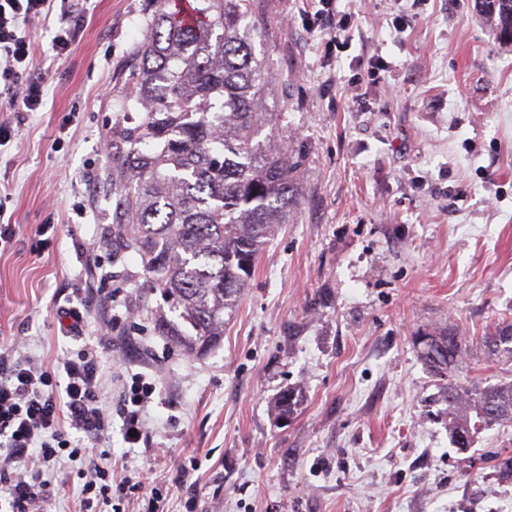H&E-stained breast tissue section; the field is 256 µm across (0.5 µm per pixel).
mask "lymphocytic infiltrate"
Returning a JSON list of instances; mask_svg holds the SVG:
<instances>
[{
  "label": "lymphocytic infiltrate",
  "instance_id": "f902f5d3",
  "mask_svg": "<svg viewBox=\"0 0 512 512\" xmlns=\"http://www.w3.org/2000/svg\"><path fill=\"white\" fill-rule=\"evenodd\" d=\"M55 0H0V109L34 112L43 103L44 84L23 80L33 43L20 27L33 18L50 17ZM102 349L85 346L70 352L59 369L9 348L0 352V512H39L54 489L53 477L71 468L80 480V506H111L141 492L151 512H164L161 488L129 477L115 478L110 450L73 446L81 434L101 440L113 413L123 419L128 443L146 434L144 414L157 394L143 376L123 385L117 404L101 392Z\"/></svg>",
  "mask_w": 512,
  "mask_h": 512
}]
</instances>
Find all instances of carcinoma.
Returning a JSON list of instances; mask_svg holds the SVG:
<instances>
[{"label": "carcinoma", "instance_id": "1", "mask_svg": "<svg viewBox=\"0 0 512 512\" xmlns=\"http://www.w3.org/2000/svg\"><path fill=\"white\" fill-rule=\"evenodd\" d=\"M183 0H158L147 40L137 48L134 93L118 100L140 113L134 127L112 129V222L124 225L145 287L163 294L176 318L158 331L201 354L224 336L254 271L261 246L301 203L306 154L274 141L286 113L267 111L273 77L265 60L262 0H195L198 21L180 19ZM475 9L512 41V0H474ZM270 133L262 135L265 128ZM419 357L434 373L449 370L440 397L458 448L479 430L512 424V380L464 383L456 377L466 337L444 327L427 335ZM481 344L512 361V321ZM300 402L296 389L274 401L278 420Z\"/></svg>", "mask_w": 512, "mask_h": 512}]
</instances>
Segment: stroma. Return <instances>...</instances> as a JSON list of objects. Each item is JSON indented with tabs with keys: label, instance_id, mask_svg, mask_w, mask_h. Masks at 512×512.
Returning a JSON list of instances; mask_svg holds the SVG:
<instances>
[{
	"label": "stroma",
	"instance_id": "stroma-1",
	"mask_svg": "<svg viewBox=\"0 0 512 512\" xmlns=\"http://www.w3.org/2000/svg\"><path fill=\"white\" fill-rule=\"evenodd\" d=\"M157 0H87L70 52L33 19L28 79L43 106L0 139V348L56 365L97 345L62 314L89 285L110 292L112 340L131 372L156 370L148 438L108 433L126 476L185 512L176 467L196 460L198 512H512V426L454 447L421 336L449 327L470 348L460 380L512 379L482 336L512 319V44L472 0H339L351 43L331 48L318 0H262L266 62L285 142L307 152L303 201L263 247L220 346L189 355L160 336V292L116 241V97ZM377 76L355 84L357 73ZM100 264L87 276L85 260ZM302 400L288 422L273 404ZM301 395L296 389L283 391L274 401V412L278 420L289 419L300 402Z\"/></svg>",
	"mask_w": 512,
	"mask_h": 512
}]
</instances>
